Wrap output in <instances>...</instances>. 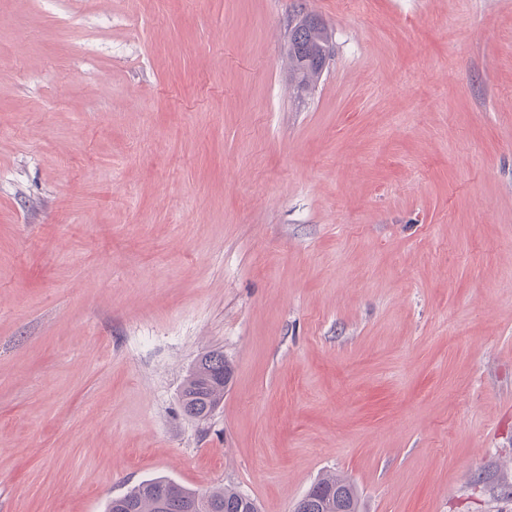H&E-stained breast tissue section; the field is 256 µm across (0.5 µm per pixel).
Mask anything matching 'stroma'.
Masks as SVG:
<instances>
[{
  "label": "stroma",
  "mask_w": 512,
  "mask_h": 512,
  "mask_svg": "<svg viewBox=\"0 0 512 512\" xmlns=\"http://www.w3.org/2000/svg\"><path fill=\"white\" fill-rule=\"evenodd\" d=\"M331 472L512 512V0H0V512ZM311 13H304L301 9L296 11L295 15L288 21V66L291 72L293 80L297 83V87L302 90H312L322 73L327 68L329 61L331 60V50L328 55V62L324 68L320 66H313L309 71L305 73L298 72L297 56L300 54V58L303 57H320L322 56V50L328 43H332V35L329 29L319 19V24L315 27L309 28L306 31L305 40L302 42L303 51L297 50L294 52V48L290 41L289 26L292 21H297L300 17H308ZM333 44V43H332ZM231 377L232 366L222 351L211 350L203 354L182 387L184 413L197 419L208 417L224 401V389Z\"/></svg>",
  "instance_id": "1"
}]
</instances>
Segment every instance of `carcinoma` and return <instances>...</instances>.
Here are the masks:
<instances>
[{"label":"carcinoma","mask_w":512,"mask_h":512,"mask_svg":"<svg viewBox=\"0 0 512 512\" xmlns=\"http://www.w3.org/2000/svg\"><path fill=\"white\" fill-rule=\"evenodd\" d=\"M332 42L326 25L320 23L306 31L303 51L288 46V66L297 87L313 89L324 69L312 67L298 72L297 56L320 57ZM232 377V366L224 352L211 350L196 362L181 391L184 413L192 418L208 417L223 401L224 389ZM108 512H258L254 499L232 488L206 493L188 489L165 477L141 482L125 495L113 499ZM294 512H360L356 488L345 478L327 474L318 479L295 506Z\"/></svg>","instance_id":"cac0c4a2"}]
</instances>
